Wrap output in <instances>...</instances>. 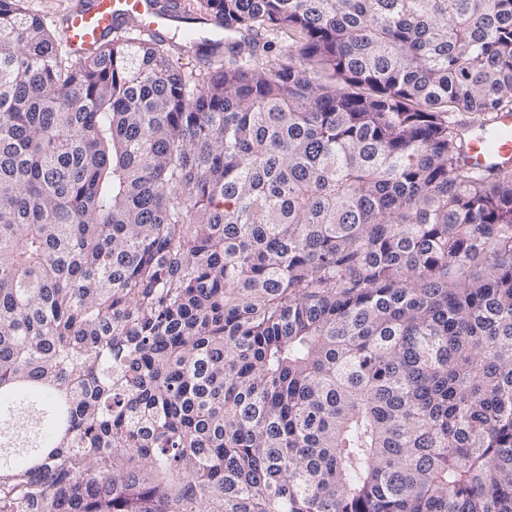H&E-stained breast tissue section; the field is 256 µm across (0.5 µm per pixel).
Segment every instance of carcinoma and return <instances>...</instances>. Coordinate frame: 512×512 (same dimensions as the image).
<instances>
[{"instance_id": "1", "label": "carcinoma", "mask_w": 512, "mask_h": 512, "mask_svg": "<svg viewBox=\"0 0 512 512\" xmlns=\"http://www.w3.org/2000/svg\"><path fill=\"white\" fill-rule=\"evenodd\" d=\"M202 5L196 72L0 0V512H512V0ZM260 45L265 42H269L271 49H268L269 52L263 53V56H260L264 62H269L274 65L279 64H288V52L287 46L291 43V40L288 38L287 34H283L280 32H263L262 35L259 36ZM198 50V47L195 46L189 50V52L184 53L181 56L180 65L185 71H206L208 68L215 69L216 67L220 65H224V60L228 59V53L223 55V57H220L219 59L216 58H210V57H204L203 53L204 51ZM211 59V60H210ZM208 63H211L210 66H208ZM208 66V67H206ZM464 141L463 159L472 167L485 170H512V111L490 113L481 124L461 123L458 126ZM510 131V138L501 139L494 151L486 148L489 137Z\"/></svg>"}]
</instances>
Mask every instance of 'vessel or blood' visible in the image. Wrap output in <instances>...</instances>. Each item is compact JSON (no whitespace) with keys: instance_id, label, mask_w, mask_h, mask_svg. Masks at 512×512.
<instances>
[{"instance_id":"b4317fda","label":"vessel or blood","mask_w":512,"mask_h":512,"mask_svg":"<svg viewBox=\"0 0 512 512\" xmlns=\"http://www.w3.org/2000/svg\"><path fill=\"white\" fill-rule=\"evenodd\" d=\"M182 0H170L159 9L153 0H85L73 10L62 27V37L72 53L88 55L127 24H135L157 36L185 22ZM463 159L469 166L485 170H512V111L490 113L482 123H461Z\"/></svg>"}]
</instances>
